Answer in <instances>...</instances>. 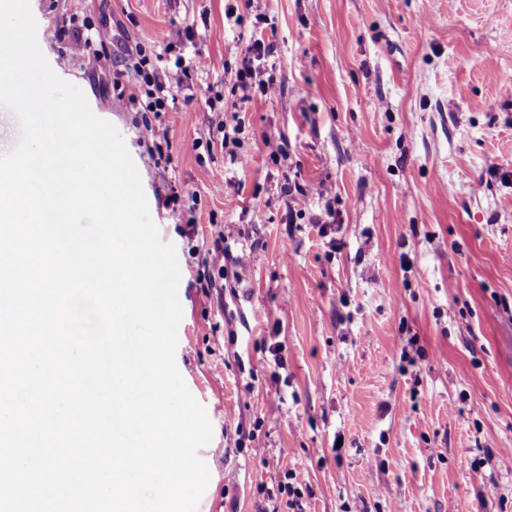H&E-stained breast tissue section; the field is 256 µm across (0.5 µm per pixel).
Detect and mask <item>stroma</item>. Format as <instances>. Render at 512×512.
<instances>
[{
    "label": "stroma",
    "mask_w": 512,
    "mask_h": 512,
    "mask_svg": "<svg viewBox=\"0 0 512 512\" xmlns=\"http://www.w3.org/2000/svg\"><path fill=\"white\" fill-rule=\"evenodd\" d=\"M30 6L176 248L175 360L213 426L197 512H512V0ZM103 28L118 41L72 50ZM257 38L279 89L241 103L224 71ZM123 46L201 61L175 111L123 99ZM219 233L220 267L201 251Z\"/></svg>",
    "instance_id": "1"
}]
</instances>
